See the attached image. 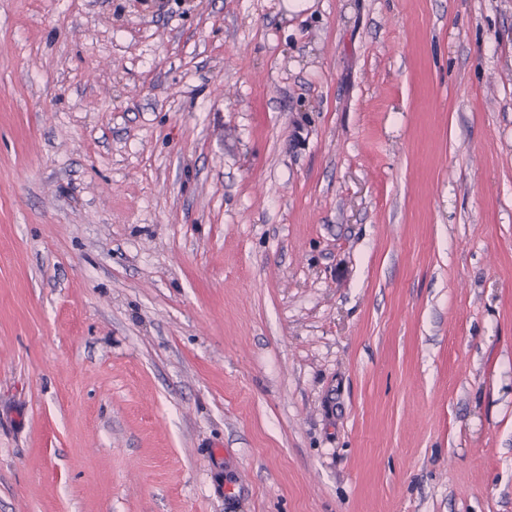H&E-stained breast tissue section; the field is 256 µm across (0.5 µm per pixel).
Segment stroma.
I'll list each match as a JSON object with an SVG mask.
<instances>
[{"label":"stroma","instance_id":"35a3bbf8","mask_svg":"<svg viewBox=\"0 0 512 512\" xmlns=\"http://www.w3.org/2000/svg\"><path fill=\"white\" fill-rule=\"evenodd\" d=\"M0 0V512H512V0Z\"/></svg>","mask_w":512,"mask_h":512}]
</instances>
